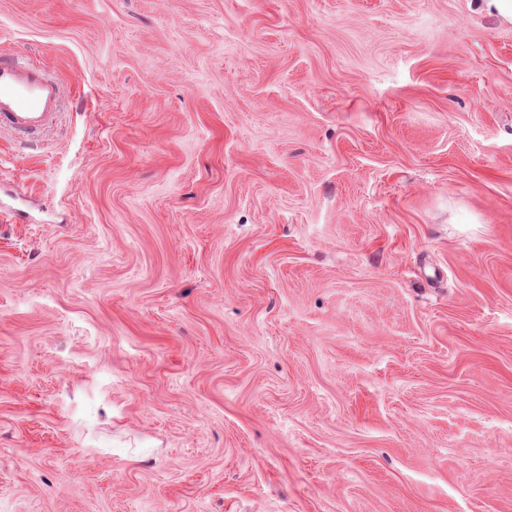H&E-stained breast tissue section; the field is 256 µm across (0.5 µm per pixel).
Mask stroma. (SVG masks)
Listing matches in <instances>:
<instances>
[{"label": "stroma", "instance_id": "stroma-1", "mask_svg": "<svg viewBox=\"0 0 512 512\" xmlns=\"http://www.w3.org/2000/svg\"><path fill=\"white\" fill-rule=\"evenodd\" d=\"M0 512H512V25L480 0H0ZM63 103L61 86L42 65L24 55L0 56V130L21 143L52 128Z\"/></svg>", "mask_w": 512, "mask_h": 512}]
</instances>
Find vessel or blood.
<instances>
[{"instance_id":"b4317fda","label":"vessel or blood","mask_w":512,"mask_h":512,"mask_svg":"<svg viewBox=\"0 0 512 512\" xmlns=\"http://www.w3.org/2000/svg\"><path fill=\"white\" fill-rule=\"evenodd\" d=\"M63 94L42 65L24 55L0 56V130L37 141L60 115Z\"/></svg>"}]
</instances>
